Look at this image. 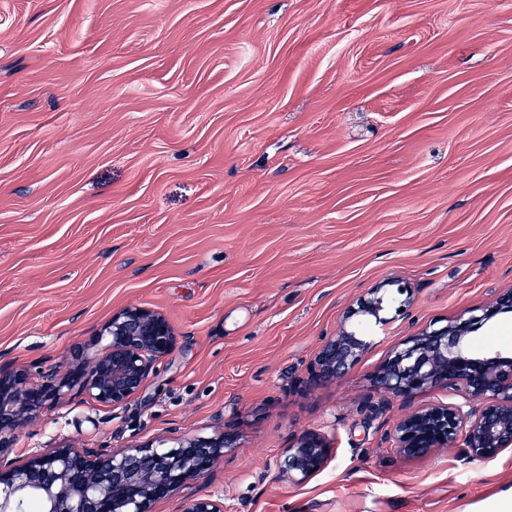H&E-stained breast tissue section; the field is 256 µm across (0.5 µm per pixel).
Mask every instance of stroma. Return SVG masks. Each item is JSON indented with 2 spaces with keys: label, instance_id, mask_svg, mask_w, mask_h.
<instances>
[{
  "label": "stroma",
  "instance_id": "1",
  "mask_svg": "<svg viewBox=\"0 0 512 512\" xmlns=\"http://www.w3.org/2000/svg\"><path fill=\"white\" fill-rule=\"evenodd\" d=\"M506 288L512 0H0V361L66 364L131 305L175 336L124 406L71 395L19 427V460L220 413L233 449L190 490L224 512H497L512 447L403 457L394 421L456 395L375 376ZM375 293L383 323L349 316ZM341 328L371 349L311 378ZM473 337L512 356V313ZM306 432L333 453L291 482ZM332 454V448L316 433H304L284 448L282 476L293 482H303L322 471Z\"/></svg>",
  "mask_w": 512,
  "mask_h": 512
}]
</instances>
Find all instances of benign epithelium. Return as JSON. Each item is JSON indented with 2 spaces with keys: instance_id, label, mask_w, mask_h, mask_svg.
<instances>
[{
  "instance_id": "1",
  "label": "benign epithelium",
  "mask_w": 512,
  "mask_h": 512,
  "mask_svg": "<svg viewBox=\"0 0 512 512\" xmlns=\"http://www.w3.org/2000/svg\"><path fill=\"white\" fill-rule=\"evenodd\" d=\"M381 298L357 300L349 316L380 319ZM512 312V289L495 291L484 313L426 327L385 360L376 384L409 400L441 386L457 393V403L417 407L393 426L396 451L419 459L441 449H460L488 461L512 446V356L474 350V326ZM174 334L153 310L128 306L100 331L91 358L76 356L62 372L56 367L0 368V512H150L190 484L209 476L232 450L223 414L214 416L211 437L179 434L175 446L77 448L60 441L18 465L10 458L15 430L68 393L85 394L108 407L124 405L168 355ZM370 346L365 336L346 330L325 338L310 365L315 378H340ZM332 448L316 433H304L284 449L282 476L303 482L322 471ZM180 512H224V502L205 494L183 498Z\"/></svg>"
}]
</instances>
